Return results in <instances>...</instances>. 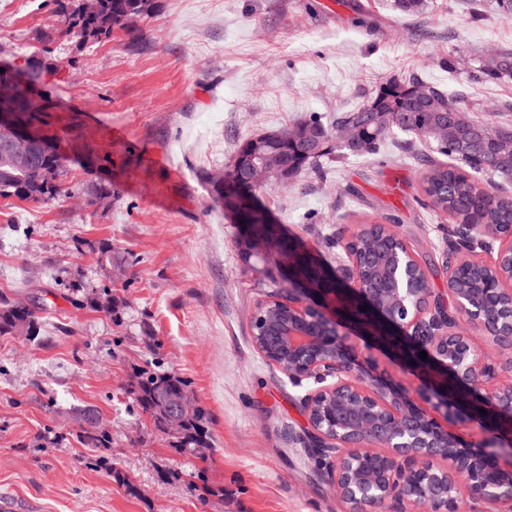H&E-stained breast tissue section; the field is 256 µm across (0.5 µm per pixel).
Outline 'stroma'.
Masks as SVG:
<instances>
[{"instance_id": "35a3bbf8", "label": "stroma", "mask_w": 512, "mask_h": 512, "mask_svg": "<svg viewBox=\"0 0 512 512\" xmlns=\"http://www.w3.org/2000/svg\"><path fill=\"white\" fill-rule=\"evenodd\" d=\"M153 0L125 30L62 39L55 0H0V62L55 68L33 89L46 133L68 160L65 195L0 197V303L23 301L38 336H0V495L25 512H341L302 449L304 417L280 369L252 343L251 314L275 291L265 259L217 208L206 182L242 139L310 115L360 107L381 84L419 79L512 123V78L486 84L482 59L512 51V11L492 0ZM443 155L402 133L378 154L336 156L259 197L284 238L329 268L359 226L397 225L448 287L455 219L422 205L427 162ZM113 193L96 197L97 186ZM112 248L100 264L97 249ZM110 292L113 314L92 309ZM142 368L188 384L210 413L211 453L198 459L137 412ZM95 418L112 452L77 433ZM202 481L205 492L191 491Z\"/></svg>"}]
</instances>
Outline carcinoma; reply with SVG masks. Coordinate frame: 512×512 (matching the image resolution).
<instances>
[{
  "label": "carcinoma",
  "instance_id": "1",
  "mask_svg": "<svg viewBox=\"0 0 512 512\" xmlns=\"http://www.w3.org/2000/svg\"><path fill=\"white\" fill-rule=\"evenodd\" d=\"M152 6V0H98V9L93 15L84 14L79 6L70 13L64 9L58 36L98 39L119 27L126 31L130 40L137 41L142 33L134 26L135 19L150 12ZM47 72V67L41 61H28L24 69L27 84L41 82ZM477 73L486 83L512 78V52H502L494 59L481 61ZM420 85L422 81L415 79L408 82L391 80L380 86L377 93L361 108L338 116L336 123L354 119L371 129L375 111L396 117V124L367 141L362 154L373 153L382 139L393 131L424 141L432 145L437 153L448 157L454 165H438L429 170L424 177L422 205L441 209L460 224H479L489 212L496 223L512 225V197L496 194L475 184L478 177H485L495 183H512V152L503 151L494 140L479 138L468 126L448 136L446 143H433L430 127L435 115L441 114L451 127L455 124L456 110L464 109V104L461 98L435 86L431 87L430 102L416 100L412 95V87ZM26 94L27 91H21L13 103L14 109L26 120L45 122V117L29 111ZM337 152L352 154L349 149L335 145L328 151L309 157L300 164L296 174L315 168L316 164L332 158ZM65 168L64 157L52 150L39 153L35 166L28 170L13 167L0 150V197L17 196L31 201L55 197L63 191L58 177L64 173ZM244 211L246 224L273 223L270 211L257 199L254 191L248 196ZM22 326L27 329L29 336L39 334V320L33 308L20 301L0 307V336L17 335ZM164 390L186 393L188 386L174 374L150 371L136 373L131 383L137 407L150 418L154 428L165 434L167 414L158 400L159 393ZM209 420L208 410L203 406L198 407L193 420L176 436V448L185 451L199 438L209 436ZM79 442L104 454L112 450L111 438L102 429L84 430L79 435Z\"/></svg>",
  "mask_w": 512,
  "mask_h": 512
}]
</instances>
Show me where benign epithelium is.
<instances>
[{
	"instance_id": "obj_1",
	"label": "benign epithelium",
	"mask_w": 512,
	"mask_h": 512,
	"mask_svg": "<svg viewBox=\"0 0 512 512\" xmlns=\"http://www.w3.org/2000/svg\"><path fill=\"white\" fill-rule=\"evenodd\" d=\"M0 147L14 161L32 160V146L50 144L23 126L4 104L25 74L0 68ZM365 146L358 122L324 139L310 128L270 132L254 140L218 181L224 211L237 217L238 193L273 180H290L288 146ZM245 229L246 249L281 254L288 295L271 294L252 312L261 325L252 336L262 357L304 389L299 406L306 425L302 447L324 463L323 476L343 512H509L512 509V226L459 224L461 256L447 263L448 296L425 287L428 273L405 239L394 232L372 245L362 230L345 244L348 281L309 251L276 236L275 226ZM480 285L460 284L461 268ZM367 310H362V307ZM465 321L480 332L460 330ZM366 339L419 381L401 388L362 367L349 334ZM497 356H490L488 349ZM426 352L427 358L420 357ZM168 430L181 432L196 413L189 395L164 398ZM477 426L482 437L464 440L451 430Z\"/></svg>"
}]
</instances>
